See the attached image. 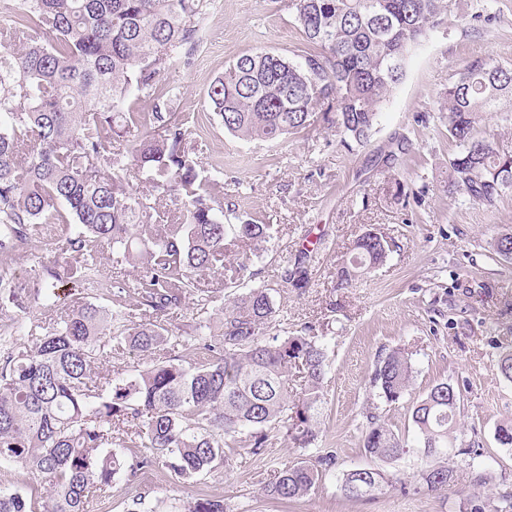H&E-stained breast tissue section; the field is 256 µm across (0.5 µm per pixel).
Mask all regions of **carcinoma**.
<instances>
[{"mask_svg": "<svg viewBox=\"0 0 512 512\" xmlns=\"http://www.w3.org/2000/svg\"><path fill=\"white\" fill-rule=\"evenodd\" d=\"M206 0H4L0 24V296L15 290L7 278L12 252L60 225L45 250L64 264L38 262L27 299L54 295L57 284L92 278L104 250L112 262L142 271L132 282H112L115 304L85 301L30 330V342L0 363V467L21 466L50 489L46 512H87L89 498L105 497L117 475L161 464L180 478H196L217 464L233 466L225 449L244 439L259 455L270 432L284 430L296 448L319 436L327 367L325 337L263 338L274 320L269 289L234 296L217 332L190 340L168 338L158 320L213 273L227 249L223 211L200 177L187 147V124L169 109L162 75L188 63L199 37L196 20ZM480 18L464 0H295L294 23L307 49L290 60L272 51L239 56L209 86L207 97L224 131L240 139L274 141L308 126L316 110L335 113L340 134L364 144L387 95L402 80L410 52L449 15ZM154 111L135 112L136 101ZM512 101V66L468 58L448 82L441 111L457 152L448 185L469 200L493 204L512 188V155H502L478 129L481 114L504 111ZM137 167L152 190L177 192L185 212L151 239L141 228L153 218L148 196L121 172ZM109 170H104V167ZM268 225L245 220L235 237L258 251ZM493 254L512 258V233L491 242ZM389 251L380 234H362L336 287L382 264ZM134 289L155 320H134L123 294ZM153 357L143 369L103 379L94 366L125 351ZM414 377L411 357L392 349L378 360L372 383L378 397L398 402ZM460 397L442 382L411 409L418 447L430 463L419 473L432 491L452 478L448 449ZM413 447L377 416H370L364 451L398 461ZM116 448H144L130 463ZM294 462L264 485L274 500L306 496L335 467ZM389 480L379 469L344 474L349 499L371 496ZM0 512H34L23 496L0 489ZM184 512H224L217 499L190 501ZM469 512H512V495L475 494Z\"/></svg>", "mask_w": 512, "mask_h": 512, "instance_id": "cac0c4a2", "label": "carcinoma"}]
</instances>
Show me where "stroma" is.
I'll list each match as a JSON object with an SVG mask.
<instances>
[{
    "instance_id": "stroma-1",
    "label": "stroma",
    "mask_w": 512,
    "mask_h": 512,
    "mask_svg": "<svg viewBox=\"0 0 512 512\" xmlns=\"http://www.w3.org/2000/svg\"><path fill=\"white\" fill-rule=\"evenodd\" d=\"M470 3L479 20L461 25L447 19L422 41L366 144L343 143L321 112L307 129L278 142L239 140L213 120L193 126L189 143L202 175L224 168L225 223L251 219L268 225L269 237L256 253L241 247L227 253L224 275L200 278V289L215 291L213 302L201 307L189 297L161 320L187 338L199 322L218 327L228 295L268 287L275 319L267 335L313 328L328 338L318 442L296 448L275 431L263 454L241 451L239 464L216 466L190 481L154 465L116 479L109 497L90 501L88 512H127L140 496L155 512H179L200 497L222 500L226 512H460L469 495L512 493V448L495 440L497 425L512 419V383L496 368L499 353L512 348V260L490 251L493 238L512 232V189L491 206L449 192L445 178L456 146L440 111L444 89L468 57L512 66V0ZM293 14L291 0H210L199 20L200 45L188 64L165 75L172 112L209 113L208 86L242 54L300 55L305 44ZM367 230L387 239L386 262L337 287L338 269ZM298 261L307 269L302 288L283 281ZM240 262L247 265L241 272ZM118 274L132 279L137 270L113 265L107 256L92 281L62 286L51 308L0 299V336L14 347L75 301L109 304L110 281ZM395 348L409 353L416 377L402 399L388 403L376 397L370 377L378 357ZM441 382L460 395L456 446L479 450L486 466L479 474L464 453L449 456L453 478L440 494L416 483L425 465L420 449L384 464L365 455L362 437L373 413L395 432L414 436L410 408ZM324 449L335 453L336 465L307 496L280 502L263 494L273 470L315 460ZM366 467L401 479L373 496L346 498L344 473Z\"/></svg>"
}]
</instances>
